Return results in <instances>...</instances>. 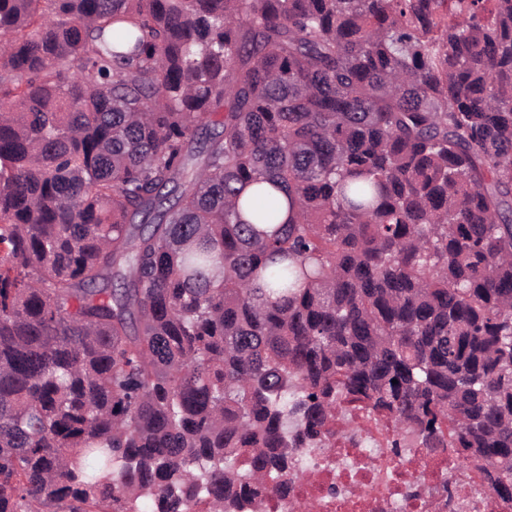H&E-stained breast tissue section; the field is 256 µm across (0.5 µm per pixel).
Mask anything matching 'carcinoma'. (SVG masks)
<instances>
[{
	"mask_svg": "<svg viewBox=\"0 0 512 512\" xmlns=\"http://www.w3.org/2000/svg\"><path fill=\"white\" fill-rule=\"evenodd\" d=\"M354 410L512 502V0H0V512H260Z\"/></svg>",
	"mask_w": 512,
	"mask_h": 512,
	"instance_id": "cac0c4a2",
	"label": "carcinoma"
}]
</instances>
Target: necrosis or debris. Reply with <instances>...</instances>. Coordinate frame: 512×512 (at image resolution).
<instances>
[{"mask_svg": "<svg viewBox=\"0 0 512 512\" xmlns=\"http://www.w3.org/2000/svg\"><path fill=\"white\" fill-rule=\"evenodd\" d=\"M391 437L387 423L354 413L351 429L331 447L301 450L292 492L271 499L267 512H296L299 501L312 502L314 512H512L477 472L457 467L448 454H436L424 470L416 455L395 457ZM445 483L453 489L448 500L438 492ZM416 485L422 488L417 498L411 495Z\"/></svg>", "mask_w": 512, "mask_h": 512, "instance_id": "1", "label": "necrosis or debris"}]
</instances>
